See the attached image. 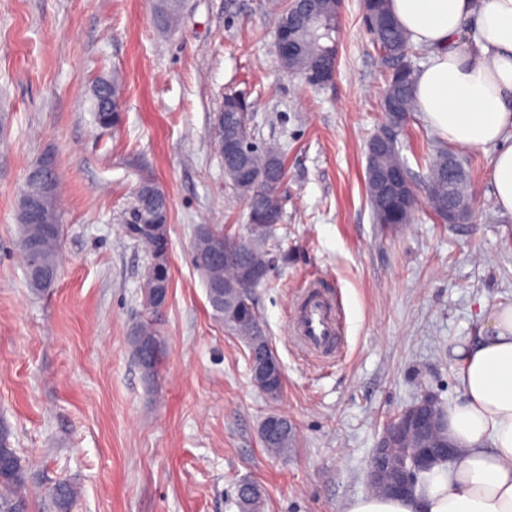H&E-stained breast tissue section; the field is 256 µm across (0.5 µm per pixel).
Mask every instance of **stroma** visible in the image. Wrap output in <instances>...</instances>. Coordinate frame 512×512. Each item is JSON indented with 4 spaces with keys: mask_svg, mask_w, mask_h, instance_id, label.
<instances>
[{
    "mask_svg": "<svg viewBox=\"0 0 512 512\" xmlns=\"http://www.w3.org/2000/svg\"><path fill=\"white\" fill-rule=\"evenodd\" d=\"M275 31L268 0H183L165 31L155 0H0V421L27 469L24 512H54L45 489L65 480L79 489L71 512H238L245 478L264 487L265 512H344L369 490L386 425L424 393L446 405L458 396L449 344L480 328L482 306L512 305V215L494 202L491 151L456 152L470 174L465 222L423 208L394 231L374 220L366 150L388 123L387 68L361 0H343L326 86L283 69ZM115 72L123 114L107 129L93 88ZM231 92L251 103L254 138L285 160L269 245L289 257L254 292L284 369L276 400L254 386L244 343L213 319L193 258L198 226L237 233L248 222L214 139ZM395 134L425 185L447 140L418 111ZM47 151L61 177V265L55 288L36 295L18 258L17 206ZM145 180L169 199L171 288L155 315L144 304L150 257L125 232ZM313 279L339 306L343 348L329 360L290 330ZM149 317L164 337L151 377L129 340ZM272 413L297 429L279 458L260 441Z\"/></svg>",
    "mask_w": 512,
    "mask_h": 512,
    "instance_id": "obj_1",
    "label": "stroma"
}]
</instances>
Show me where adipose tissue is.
<instances>
[{"mask_svg":"<svg viewBox=\"0 0 512 512\" xmlns=\"http://www.w3.org/2000/svg\"><path fill=\"white\" fill-rule=\"evenodd\" d=\"M429 49L414 92L427 124L451 145L493 149L495 203L512 214V0H390ZM475 335L450 347L460 394L447 413L457 461L425 473L414 497L362 494L345 512H512V305L481 312Z\"/></svg>","mask_w":512,"mask_h":512,"instance_id":"1","label":"adipose tissue"}]
</instances>
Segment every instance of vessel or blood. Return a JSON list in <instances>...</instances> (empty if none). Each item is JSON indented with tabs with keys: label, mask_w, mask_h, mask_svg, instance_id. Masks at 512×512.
Segmentation results:
<instances>
[{
	"label": "vessel or blood",
	"mask_w": 512,
	"mask_h": 512,
	"mask_svg": "<svg viewBox=\"0 0 512 512\" xmlns=\"http://www.w3.org/2000/svg\"><path fill=\"white\" fill-rule=\"evenodd\" d=\"M293 331L300 344L316 354H328L339 342L336 303L319 282H310L297 304Z\"/></svg>",
	"instance_id": "1"
}]
</instances>
